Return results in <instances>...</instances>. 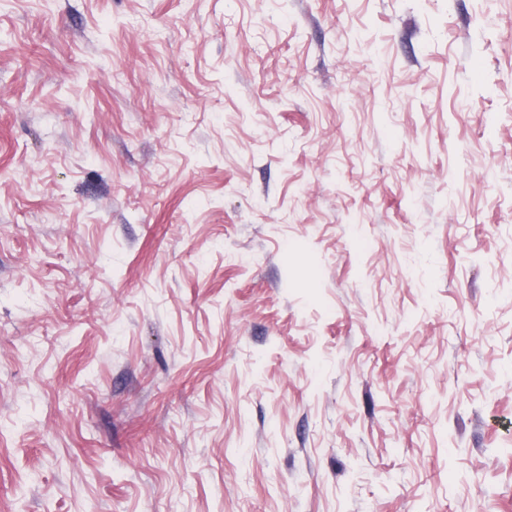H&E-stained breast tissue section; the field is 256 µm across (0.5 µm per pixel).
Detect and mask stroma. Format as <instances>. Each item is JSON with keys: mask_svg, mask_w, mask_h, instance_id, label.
I'll list each match as a JSON object with an SVG mask.
<instances>
[{"mask_svg": "<svg viewBox=\"0 0 512 512\" xmlns=\"http://www.w3.org/2000/svg\"><path fill=\"white\" fill-rule=\"evenodd\" d=\"M0 512H512V0H0Z\"/></svg>", "mask_w": 512, "mask_h": 512, "instance_id": "obj_1", "label": "stroma"}]
</instances>
